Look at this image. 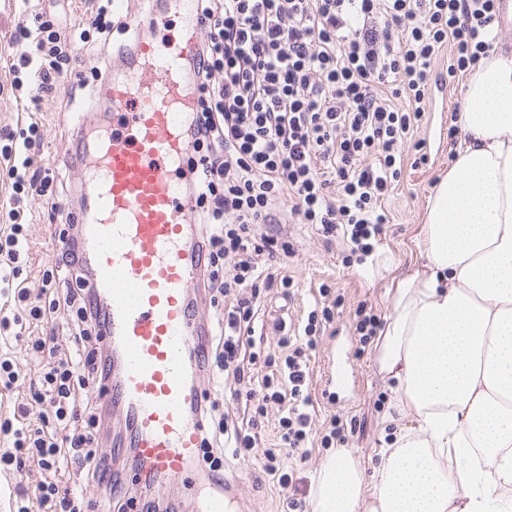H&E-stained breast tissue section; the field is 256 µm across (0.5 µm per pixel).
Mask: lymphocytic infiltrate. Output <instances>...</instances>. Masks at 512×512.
Instances as JSON below:
<instances>
[{
  "instance_id": "1",
  "label": "lymphocytic infiltrate",
  "mask_w": 512,
  "mask_h": 512,
  "mask_svg": "<svg viewBox=\"0 0 512 512\" xmlns=\"http://www.w3.org/2000/svg\"><path fill=\"white\" fill-rule=\"evenodd\" d=\"M199 9L205 37L187 67L198 102L180 176L195 200L204 285L221 307L199 358L214 382L212 399L200 407L202 456L219 483L232 462L261 457L264 473L285 490L293 483L285 459L310 437L309 355L334 308L310 311L306 324L282 332L276 350L265 349L262 295L288 294L293 280L283 266L294 250L259 227L289 218L315 225L326 241L343 238L350 254L372 255L388 222L381 202L401 175L402 153L438 81L434 56L452 44L449 75L475 70L496 39V0H199ZM91 25L80 40L107 54L114 31L126 28L113 20L111 0H96ZM14 37L30 45L9 70L26 85L22 105L33 111L41 93L59 86L74 46L39 14L20 15ZM400 97L405 106H395ZM42 137L34 119L21 144L0 148L7 162L0 176L14 193L44 194L54 183V169L35 153ZM23 218L16 202L0 214V333L39 358L30 397L44 417L31 420L22 406L0 423L12 438L0 469L46 473L34 490L15 488L12 512H83V494L61 487L56 475L75 467L89 482L115 477L100 448L96 397L110 359L76 238L57 233V262L73 279L57 281L48 269L31 291L21 278L29 250ZM60 310L75 328L76 348L65 357L53 337L36 332ZM228 398L244 399L242 415L225 412ZM272 407L277 436L262 448L256 430Z\"/></svg>"
}]
</instances>
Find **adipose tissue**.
<instances>
[{
	"mask_svg": "<svg viewBox=\"0 0 512 512\" xmlns=\"http://www.w3.org/2000/svg\"><path fill=\"white\" fill-rule=\"evenodd\" d=\"M462 137L425 209V261L394 287L375 365L400 428L371 494L348 448L312 512H512V57L470 73Z\"/></svg>",
	"mask_w": 512,
	"mask_h": 512,
	"instance_id": "adipose-tissue-1",
	"label": "adipose tissue"
}]
</instances>
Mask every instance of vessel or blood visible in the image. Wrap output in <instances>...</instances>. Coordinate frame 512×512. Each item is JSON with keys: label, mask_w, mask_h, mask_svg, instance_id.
I'll return each mask as SVG.
<instances>
[{"label": "vessel or blood", "mask_w": 512, "mask_h": 512, "mask_svg": "<svg viewBox=\"0 0 512 512\" xmlns=\"http://www.w3.org/2000/svg\"><path fill=\"white\" fill-rule=\"evenodd\" d=\"M188 14L178 40L161 47L140 34L127 54L135 64L104 83L113 128H101L82 161L85 200L72 220L93 286L91 303L112 349V384L104 397L130 423L122 445L135 449L145 475L187 479L201 461L204 422L195 382L205 321L191 299L201 267L193 250V201L178 175L188 158L195 91L183 79L205 21L197 0H170ZM187 512H234L221 492Z\"/></svg>", "instance_id": "obj_1"}]
</instances>
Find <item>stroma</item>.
<instances>
[{
  "label": "stroma",
  "mask_w": 512,
  "mask_h": 512,
  "mask_svg": "<svg viewBox=\"0 0 512 512\" xmlns=\"http://www.w3.org/2000/svg\"><path fill=\"white\" fill-rule=\"evenodd\" d=\"M32 14H43L72 34L74 23L89 17L86 0H0V134L20 133L31 117H38L45 130L40 143L41 157L56 166L59 175L53 184V193L59 207L50 209L41 197L31 198L25 207L29 217L28 238L30 250L24 268L27 286L38 289L44 270L49 269L57 253L55 230L64 223L67 214L78 211L82 204L80 175L76 165L61 158L62 150L71 148L81 115L94 113L92 101H68L66 86L88 76L91 66V46L76 51V60L61 80L62 91L42 97L37 114H30L17 100L18 93L10 85L8 62L26 49L25 44L13 42L10 33L17 22L20 9ZM450 48H442L436 56L435 71L447 77ZM448 79V77H447ZM466 75L448 79L447 109H440L434 99H427L424 116L414 140L423 142L427 162L414 166V149H406L402 178L383 206L390 222L376 252L360 265L346 266L344 258L349 249L343 239L327 243L311 224H285L281 231L296 251L288 265L295 279L291 299H282L272 293L265 299L266 320H279L289 325L305 322L307 314L319 298L321 285L338 289L344 302L335 311V318L327 326L323 339L309 362V393L312 397L314 431H321L330 415H342L350 421L347 448L354 452L364 475H371L382 462V452L390 443L397 424L388 422V389L377 372L372 349H360L354 331V311L359 306L372 308L381 316H388L393 306V286L397 279L413 271L423 261L417 248V233L423 222L426 199L438 178L447 172L451 160V146L455 139L449 129L453 111L458 108ZM10 350L21 369L18 382L9 390L0 389V421L11 417L18 405L24 403L31 378L39 369L37 361L26 353L22 343H12ZM345 368L344 389L339 396L325 394V379L335 365ZM329 452L313 445L306 458L288 457L286 464L296 478L294 496L310 503L317 472ZM237 512H281L279 488L262 477L261 459H253L239 468L235 477Z\"/></svg>",
  "instance_id": "35a3bbf8"
}]
</instances>
